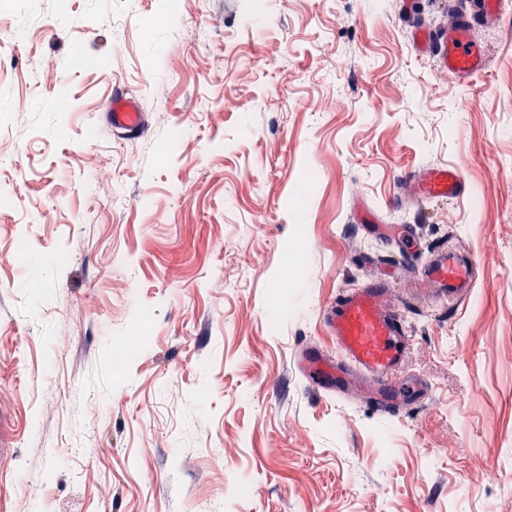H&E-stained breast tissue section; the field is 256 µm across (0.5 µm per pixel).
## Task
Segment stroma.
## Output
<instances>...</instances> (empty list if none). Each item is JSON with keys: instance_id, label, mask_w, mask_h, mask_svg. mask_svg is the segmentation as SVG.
I'll return each mask as SVG.
<instances>
[{"instance_id": "35a3bbf8", "label": "stroma", "mask_w": 512, "mask_h": 512, "mask_svg": "<svg viewBox=\"0 0 512 512\" xmlns=\"http://www.w3.org/2000/svg\"><path fill=\"white\" fill-rule=\"evenodd\" d=\"M254 9L0 0V40L27 32L0 56V512H512V9L474 29L487 66L464 82L413 38L449 0ZM116 87L142 133L108 123ZM445 164L468 195L397 201L401 169ZM360 206L417 260L478 270L464 303L396 277L431 394L392 418L298 365L332 347L320 309L393 254Z\"/></svg>"}]
</instances>
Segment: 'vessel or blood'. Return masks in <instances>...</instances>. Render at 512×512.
<instances>
[{
    "mask_svg": "<svg viewBox=\"0 0 512 512\" xmlns=\"http://www.w3.org/2000/svg\"><path fill=\"white\" fill-rule=\"evenodd\" d=\"M502 4L503 0H471L470 9L458 15L448 31L418 28L415 42L421 51L434 55L441 70L458 78L469 77L485 64L471 32L497 20ZM108 116L113 129L137 133L144 128L135 97L120 89L112 93ZM399 182L404 198L416 203L456 199L466 192L459 171L449 165L404 169ZM477 278V268L469 259L442 248L417 268L411 292L422 300L461 301L470 295ZM321 318L334 347L328 352L300 347V367L310 387L340 398L362 394L376 409L393 417L401 412V393H410L417 402L426 399V382L403 376L411 338L387 280L376 278L342 289L322 310Z\"/></svg>",
    "mask_w": 512,
    "mask_h": 512,
    "instance_id": "vessel-or-blood-1",
    "label": "vessel or blood"
}]
</instances>
